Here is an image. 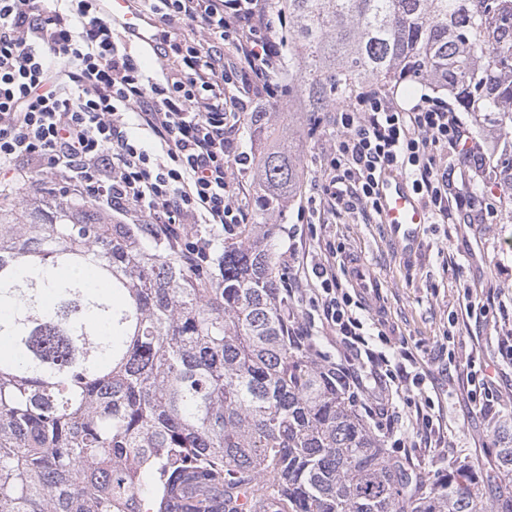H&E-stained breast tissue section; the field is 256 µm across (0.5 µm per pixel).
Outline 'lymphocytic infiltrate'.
<instances>
[{
  "label": "lymphocytic infiltrate",
  "instance_id": "1",
  "mask_svg": "<svg viewBox=\"0 0 512 512\" xmlns=\"http://www.w3.org/2000/svg\"><path fill=\"white\" fill-rule=\"evenodd\" d=\"M176 29H167L171 20ZM148 73L118 47L102 0H0V193L75 195L137 224H206L223 231L250 214L230 195L234 165H248L234 130L239 113L282 94L276 72L285 19L273 0H152ZM232 54L239 69L225 70ZM333 157L320 184L336 210L377 208L375 185L400 170L432 215H447L444 153L483 165V146L455 110L430 98L403 108L371 85L329 115ZM152 138L144 143L136 130ZM322 327L351 355L358 394L398 408L408 372L385 334L330 264L313 265Z\"/></svg>",
  "mask_w": 512,
  "mask_h": 512
}]
</instances>
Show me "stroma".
<instances>
[{"label": "stroma", "mask_w": 512, "mask_h": 512, "mask_svg": "<svg viewBox=\"0 0 512 512\" xmlns=\"http://www.w3.org/2000/svg\"><path fill=\"white\" fill-rule=\"evenodd\" d=\"M335 132L322 122L302 147L300 193L280 222L275 252L297 246L309 262L333 263L337 271L362 261L373 287L361 302L393 343L406 345L426 374L423 387H408L405 399L440 402L448 430L438 448L401 447L407 418L392 429L378 424L377 405L361 399L357 408L391 455L410 461L430 475L458 462L481 468L492 465L494 432L512 424V351L504 344L512 335V191L483 183L473 164L441 156L455 167L448 189L447 217L424 225L418 243L405 251L374 211L333 214L311 183L321 177L333 156ZM288 302L292 326H310L318 355L342 359L320 310L309 301L317 282L302 274ZM487 297V314L476 318L463 306L465 291Z\"/></svg>", "instance_id": "obj_1"}]
</instances>
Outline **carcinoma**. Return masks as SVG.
I'll list each match as a JSON object with an SVG mask.
<instances>
[{
	"label": "carcinoma",
	"mask_w": 512,
	"mask_h": 512,
	"mask_svg": "<svg viewBox=\"0 0 512 512\" xmlns=\"http://www.w3.org/2000/svg\"><path fill=\"white\" fill-rule=\"evenodd\" d=\"M275 6L292 112L251 113L252 223L196 229L208 262L91 202H0V512H239L247 493L248 512H512V426L490 472L391 457L291 331L274 243L309 119L369 84L445 93L512 153V0Z\"/></svg>",
	"instance_id": "cac0c4a2"
}]
</instances>
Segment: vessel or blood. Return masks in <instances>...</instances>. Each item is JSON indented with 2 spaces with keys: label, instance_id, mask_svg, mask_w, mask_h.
Listing matches in <instances>:
<instances>
[{
  "label": "vessel or blood",
  "instance_id": "b4317fda",
  "mask_svg": "<svg viewBox=\"0 0 512 512\" xmlns=\"http://www.w3.org/2000/svg\"><path fill=\"white\" fill-rule=\"evenodd\" d=\"M109 9L114 19L122 21L132 34L141 32V16L134 0H110ZM383 223L389 224L406 248H414L422 224L429 218L416 193L406 178L393 172L381 175L376 188Z\"/></svg>",
  "mask_w": 512,
  "mask_h": 512
}]
</instances>
